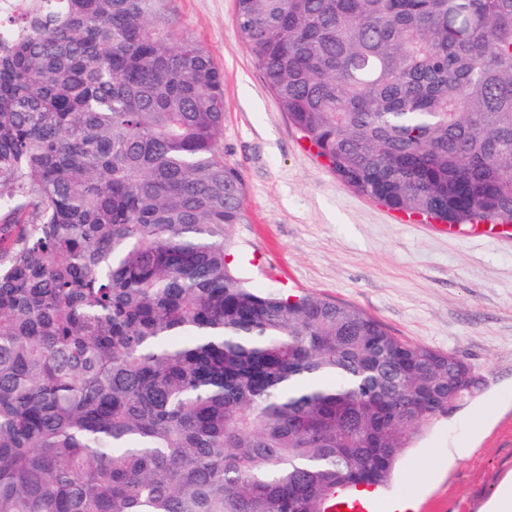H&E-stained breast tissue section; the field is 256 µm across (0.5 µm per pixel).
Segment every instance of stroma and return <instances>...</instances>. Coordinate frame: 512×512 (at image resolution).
<instances>
[{
  "label": "stroma",
  "instance_id": "stroma-1",
  "mask_svg": "<svg viewBox=\"0 0 512 512\" xmlns=\"http://www.w3.org/2000/svg\"><path fill=\"white\" fill-rule=\"evenodd\" d=\"M179 29L224 71V159L242 174L246 223L232 258L258 288L349 304L398 338L458 356L474 397L423 428L383 497L420 512H485L512 477V234L393 211L343 185L292 125L235 24V0H171Z\"/></svg>",
  "mask_w": 512,
  "mask_h": 512
}]
</instances>
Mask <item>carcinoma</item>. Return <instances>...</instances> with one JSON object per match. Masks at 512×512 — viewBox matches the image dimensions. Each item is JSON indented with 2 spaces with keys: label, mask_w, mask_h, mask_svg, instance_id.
I'll list each match as a JSON object with an SVG mask.
<instances>
[{
  "label": "carcinoma",
  "mask_w": 512,
  "mask_h": 512,
  "mask_svg": "<svg viewBox=\"0 0 512 512\" xmlns=\"http://www.w3.org/2000/svg\"><path fill=\"white\" fill-rule=\"evenodd\" d=\"M0 48V512H328L477 392L363 310L255 288L223 74L171 0H31ZM347 187L512 223V0H236Z\"/></svg>",
  "instance_id": "cac0c4a2"
}]
</instances>
